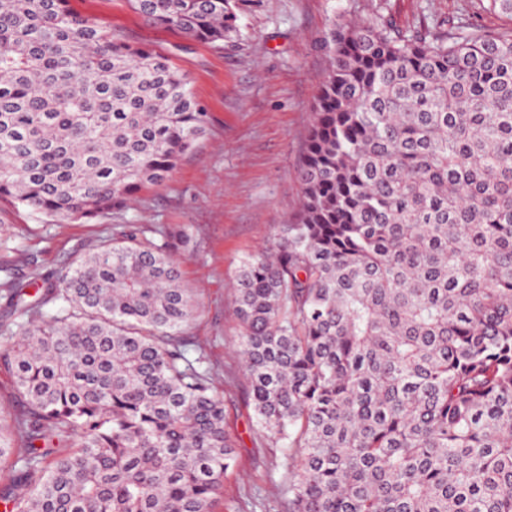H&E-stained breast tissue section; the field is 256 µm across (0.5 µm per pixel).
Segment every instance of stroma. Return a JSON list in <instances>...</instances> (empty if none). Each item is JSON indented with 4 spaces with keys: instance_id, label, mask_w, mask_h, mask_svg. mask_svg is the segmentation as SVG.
Here are the masks:
<instances>
[{
    "instance_id": "35a3bbf8",
    "label": "stroma",
    "mask_w": 512,
    "mask_h": 512,
    "mask_svg": "<svg viewBox=\"0 0 512 512\" xmlns=\"http://www.w3.org/2000/svg\"><path fill=\"white\" fill-rule=\"evenodd\" d=\"M71 6L170 56L188 75L209 130L166 183L142 190L125 211L83 223L0 203V268L10 269L31 301L43 279L61 278L126 225L184 233L177 256L199 303L185 333L215 378L238 451L224 481V512H287L280 488L288 481V457L251 419L233 284L242 261L273 250L282 225L300 210L297 170L328 67L314 42L340 15L373 22L384 16L404 31H443L456 17L488 31L511 22L482 11L478 0H258L242 15L239 37L219 48L147 24L127 0H71Z\"/></svg>"
}]
</instances>
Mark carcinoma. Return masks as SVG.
Returning a JSON list of instances; mask_svg holds the SVG:
<instances>
[{"label":"carcinoma","mask_w":512,"mask_h":512,"mask_svg":"<svg viewBox=\"0 0 512 512\" xmlns=\"http://www.w3.org/2000/svg\"><path fill=\"white\" fill-rule=\"evenodd\" d=\"M215 47L256 0H129ZM509 26L407 33L340 19L272 253L234 286L256 424L288 454V512H512ZM208 128L189 78L69 0H0V200L122 211ZM132 227L36 299L0 285L26 400L0 421L5 512H217L237 448L182 330L199 305L176 232ZM55 308L43 318V308ZM43 442L37 448L34 442Z\"/></svg>","instance_id":"carcinoma-1"}]
</instances>
